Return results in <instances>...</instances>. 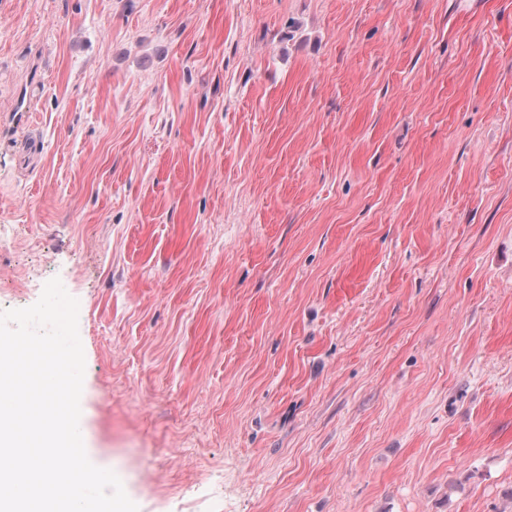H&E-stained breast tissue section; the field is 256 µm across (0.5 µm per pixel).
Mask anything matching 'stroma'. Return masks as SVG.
<instances>
[{
	"instance_id": "stroma-1",
	"label": "stroma",
	"mask_w": 512,
	"mask_h": 512,
	"mask_svg": "<svg viewBox=\"0 0 512 512\" xmlns=\"http://www.w3.org/2000/svg\"><path fill=\"white\" fill-rule=\"evenodd\" d=\"M55 277L139 512H512V0H0Z\"/></svg>"
}]
</instances>
